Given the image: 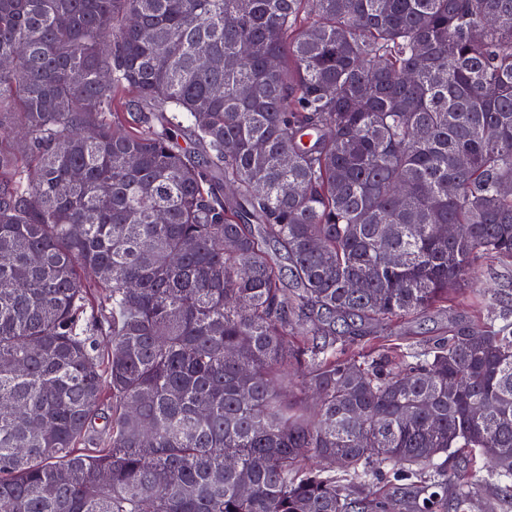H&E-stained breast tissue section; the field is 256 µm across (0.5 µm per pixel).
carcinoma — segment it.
<instances>
[{
  "instance_id": "carcinoma-1",
  "label": "carcinoma",
  "mask_w": 512,
  "mask_h": 512,
  "mask_svg": "<svg viewBox=\"0 0 512 512\" xmlns=\"http://www.w3.org/2000/svg\"><path fill=\"white\" fill-rule=\"evenodd\" d=\"M6 130L37 164L0 145V512L512 495V318L357 343L462 286L507 297L480 262L512 265V0H0ZM372 490L376 491L386 502L393 504L395 510H401L400 501L407 502L413 495L408 486L403 483H381Z\"/></svg>"
}]
</instances>
